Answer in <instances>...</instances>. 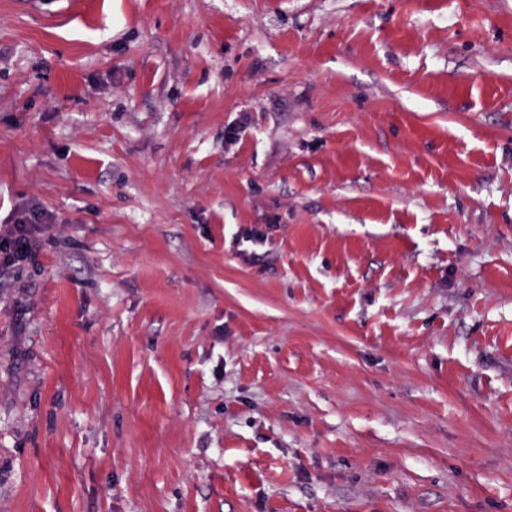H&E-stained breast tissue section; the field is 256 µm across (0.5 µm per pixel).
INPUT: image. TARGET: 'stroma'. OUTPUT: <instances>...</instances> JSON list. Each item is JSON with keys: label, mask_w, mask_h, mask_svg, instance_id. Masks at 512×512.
Masks as SVG:
<instances>
[{"label": "stroma", "mask_w": 512, "mask_h": 512, "mask_svg": "<svg viewBox=\"0 0 512 512\" xmlns=\"http://www.w3.org/2000/svg\"><path fill=\"white\" fill-rule=\"evenodd\" d=\"M34 203L0 512H512V0H0Z\"/></svg>", "instance_id": "stroma-1"}]
</instances>
